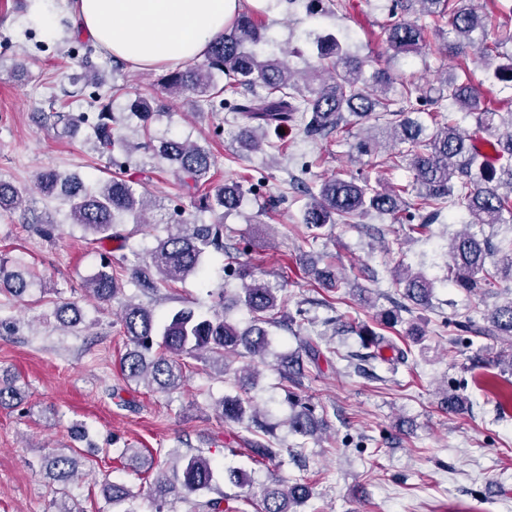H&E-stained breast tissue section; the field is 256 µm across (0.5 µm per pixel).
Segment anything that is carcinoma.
I'll use <instances>...</instances> for the list:
<instances>
[{"instance_id":"cac0c4a2","label":"carcinoma","mask_w":512,"mask_h":512,"mask_svg":"<svg viewBox=\"0 0 512 512\" xmlns=\"http://www.w3.org/2000/svg\"><path fill=\"white\" fill-rule=\"evenodd\" d=\"M474 0H392L388 20L382 26L384 53L394 61L426 53L427 33L434 31L442 40L448 55L457 58L453 71L436 86H421L404 75L394 76L385 69L373 73L375 85H367L364 69L372 65L369 56L350 52L335 38L323 42L316 70L327 76L318 87L299 84L293 69L278 58H262L256 47L266 39L262 23L264 11L247 8L235 15L224 27V35L213 40L204 58L179 63L168 69L161 84L168 94L189 96L201 112H241L250 121L240 133L241 146L258 149L270 128L299 123L311 139L327 140L349 135L351 121L360 124H382L388 138L399 146L390 157L389 168H405L411 180L405 185H377L362 175L340 174L323 180L315 188H306V204L302 223L309 231L327 224H356L359 218L377 213L388 216L393 224L410 222L408 230L424 233L439 221L444 209L464 212L473 224L512 223V110L502 112L484 101L473 79L466 56H479L492 70L494 79L512 84V26H491L487 13L473 6ZM74 41L84 49V79L102 87L98 67L91 57L96 48L80 38ZM130 112L146 118L156 101V89L126 91ZM453 112L472 117L483 133L481 145L472 135L450 120ZM53 127L68 129L85 124L95 138L100 153L112 155L122 143L112 127L108 105L92 113L75 116L70 112H51L47 116ZM379 141L376 136L359 137L351 144L357 157H374ZM159 160L174 167L181 186L201 197L214 214L241 207L245 196L237 183L212 184L211 170L215 160L211 151L177 138H165L154 150ZM36 185L46 196L65 197L71 224L101 241L113 238L117 219L123 215L135 224H149L146 217L148 193L135 187V182L113 176L95 187L80 182L78 177L55 169H46L36 176ZM25 207L23 192L11 184L0 182V210ZM419 223H414V220ZM29 223L45 239H53L59 229L51 217L31 215ZM224 255V270L243 281L236 303L249 315L248 326L238 325L214 310L200 312L183 307L166 320L155 319L153 313L132 302L121 304L120 333L130 347L120 359L122 377L126 382L143 381L157 392L173 394L185 384L186 360L193 359L213 368L226 377L231 362L243 358L264 359L272 345V329L281 326L285 316V288L255 279L247 262L224 249L222 224H169L167 235L156 238L145 256L133 265L126 256L107 255L94 274L84 281V288L99 303L114 301L121 292L120 277L129 274L131 281L146 293L185 280L204 271V259L212 253ZM448 275L446 281L473 295L496 294L505 283H512V241L506 245L489 238L480 239L469 231L456 235L448 243ZM8 260L0 259V284L7 292L22 297L34 285L32 279L18 271H7ZM394 284L401 288V300L379 312L380 325L393 328L403 322L401 312H408V303L431 304L434 281L411 266L398 263ZM56 317L66 327L81 323L80 310L73 303L57 307ZM488 326L474 321H450L456 335L473 333L512 339V295L496 304L486 315ZM300 346L308 363L318 366L323 353L311 336ZM362 348L366 353L350 354L359 361L380 359L389 364L405 362L411 344L399 346L389 336L366 331ZM393 356L386 357L383 351ZM247 377L234 378L236 392L224 395L218 403L219 417L226 423L249 422L259 438L247 441L252 460L257 465L284 463V449L273 446L271 432L262 422V409L250 395L252 378L257 371L246 365ZM280 377L291 387L301 386L306 370L300 357H280ZM16 376L0 379V407L13 406L25 398V387ZM291 412L287 418L290 431L303 440L316 439L325 424L317 419L314 409L301 401L293 391H286ZM84 454L54 453L41 460L47 477L58 487L60 497L53 500V512H84L70 493V484L78 476ZM230 482L247 487L245 495L198 500L196 496L211 487V460L198 452L184 458L173 476L159 475L150 484V497L155 512H164L169 499L189 505L188 512H298L297 507L309 496L308 485L300 478L288 486L277 477L258 486L246 474L227 470ZM106 502L123 507L121 512H136L133 507L138 493L124 485L111 483L103 488Z\"/></svg>"}]
</instances>
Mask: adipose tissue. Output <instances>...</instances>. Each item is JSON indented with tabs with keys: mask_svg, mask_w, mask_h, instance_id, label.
<instances>
[{
	"mask_svg": "<svg viewBox=\"0 0 512 512\" xmlns=\"http://www.w3.org/2000/svg\"><path fill=\"white\" fill-rule=\"evenodd\" d=\"M238 0H70V16L94 45L150 69L200 58L223 33Z\"/></svg>",
	"mask_w": 512,
	"mask_h": 512,
	"instance_id": "1",
	"label": "adipose tissue"
}]
</instances>
